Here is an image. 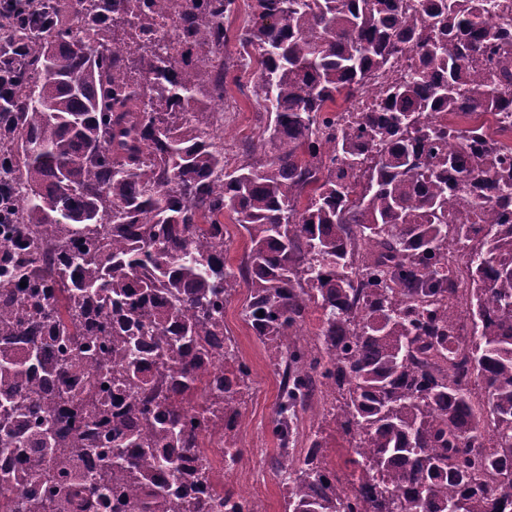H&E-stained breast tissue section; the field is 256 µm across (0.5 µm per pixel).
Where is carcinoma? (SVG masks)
I'll return each mask as SVG.
<instances>
[{
  "mask_svg": "<svg viewBox=\"0 0 512 512\" xmlns=\"http://www.w3.org/2000/svg\"><path fill=\"white\" fill-rule=\"evenodd\" d=\"M43 6L11 27L27 55L0 119V453L31 449L53 476L1 472L22 494L0 512H73L74 489L96 509L117 486L93 453L142 488L136 512H176L153 474L180 479L166 449L195 436L144 379V337L171 355L181 403L239 419L250 366L204 387L196 367L232 341L224 303L242 285L283 378L278 447L317 393L352 467L328 468L314 435L280 465L288 512H512V156L490 124L512 108L508 6L248 0L254 68L233 84L254 85L267 122L234 166L212 109L239 0H195L169 57L148 39L112 57L149 20L133 0ZM407 53L413 74L376 113L332 127L337 98ZM434 112L471 120L450 151ZM226 216L247 240L235 271Z\"/></svg>",
  "mask_w": 512,
  "mask_h": 512,
  "instance_id": "obj_1",
  "label": "carcinoma"
}]
</instances>
